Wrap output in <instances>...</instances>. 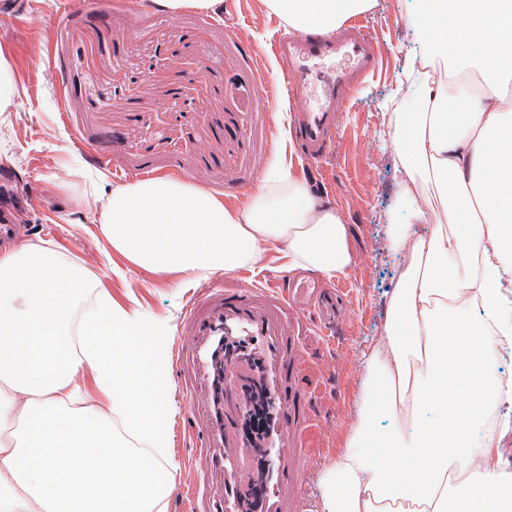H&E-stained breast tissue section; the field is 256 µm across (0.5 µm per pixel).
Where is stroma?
Instances as JSON below:
<instances>
[{"label": "stroma", "instance_id": "obj_1", "mask_svg": "<svg viewBox=\"0 0 512 512\" xmlns=\"http://www.w3.org/2000/svg\"><path fill=\"white\" fill-rule=\"evenodd\" d=\"M417 0H376L366 32L384 56L382 72L360 81L340 113L333 144L319 165L294 158V171L326 193L350 227L355 263L337 283L346 290L349 322L320 336L300 327L311 354L302 381L316 414L300 435L306 467L299 486L305 512H316L327 465L358 421L365 352L383 334L404 254L383 242L388 224L411 222L400 199L403 169L390 142L394 113L415 111L417 88L406 70L424 49L410 18ZM281 19L260 0H243L237 24L188 10L171 16L141 0H0V52L10 62L17 105L0 125V165L41 195L38 207L15 206L16 237L52 241L89 268L108 289L128 284L144 316L164 321L178 351L185 313L197 290L129 267L112 274V248L98 240L96 198L152 175L177 174L195 186L244 202L274 159V140L289 133L299 102L285 89L272 54ZM67 188H58L60 178ZM176 403L173 437L178 468L169 512H189L185 491L197 439L185 434L191 403L178 367L170 369Z\"/></svg>", "mask_w": 512, "mask_h": 512}]
</instances>
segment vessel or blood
Wrapping results in <instances>:
<instances>
[{"instance_id":"obj_1","label":"vessel or blood","mask_w":512,"mask_h":512,"mask_svg":"<svg viewBox=\"0 0 512 512\" xmlns=\"http://www.w3.org/2000/svg\"><path fill=\"white\" fill-rule=\"evenodd\" d=\"M279 56L284 79L304 88L294 144L317 162L356 94L355 75L374 73L379 52L360 35L307 34L284 40ZM306 314L330 330L350 311L341 288L295 278L278 288H207L187 310L178 360L203 436L194 467L209 489L207 512H300L297 437L314 416L299 382Z\"/></svg>"}]
</instances>
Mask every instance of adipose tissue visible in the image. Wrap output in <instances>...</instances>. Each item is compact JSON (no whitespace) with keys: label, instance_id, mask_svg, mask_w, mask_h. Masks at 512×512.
<instances>
[{"label":"adipose tissue","instance_id":"1","mask_svg":"<svg viewBox=\"0 0 512 512\" xmlns=\"http://www.w3.org/2000/svg\"><path fill=\"white\" fill-rule=\"evenodd\" d=\"M290 30L335 34L373 0H261ZM413 23L440 57L409 121L393 124L409 214L429 235L390 224L407 253L384 334L366 360L360 419L325 470L319 512H512V380L487 370L512 347V0H425ZM264 169L242 206L166 174L99 200L100 232L122 264L189 287L262 267L332 280L354 263L341 211L286 160ZM437 192L428 207L427 187ZM169 336L117 303L53 243L0 249V512H168L176 456L168 433ZM506 412L486 427L493 408ZM392 418L378 434L373 418Z\"/></svg>","mask_w":512,"mask_h":512}]
</instances>
